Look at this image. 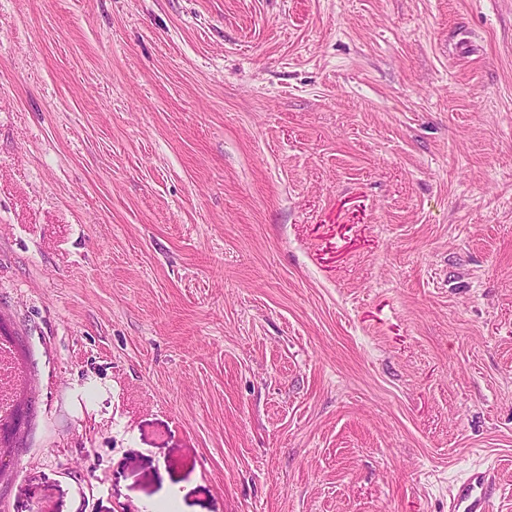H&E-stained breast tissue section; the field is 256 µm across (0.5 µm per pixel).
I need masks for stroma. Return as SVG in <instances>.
Segmentation results:
<instances>
[{
	"mask_svg": "<svg viewBox=\"0 0 512 512\" xmlns=\"http://www.w3.org/2000/svg\"><path fill=\"white\" fill-rule=\"evenodd\" d=\"M0 512H512V0H0ZM11 349L7 341L0 340V421L6 419L13 408L14 391L20 372ZM6 379L7 382H4ZM490 486L486 472H474L455 489L449 512H489Z\"/></svg>",
	"mask_w": 512,
	"mask_h": 512,
	"instance_id": "stroma-1",
	"label": "stroma"
}]
</instances>
